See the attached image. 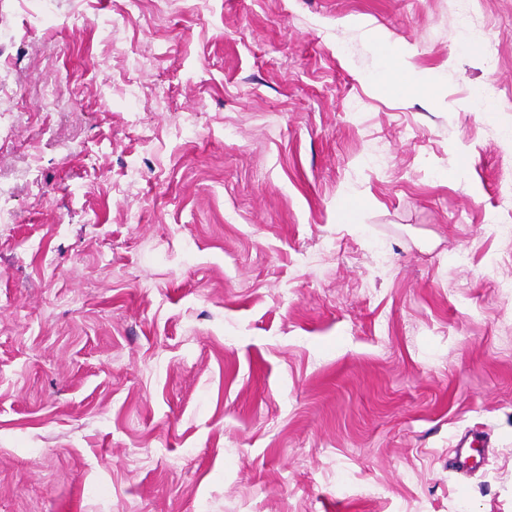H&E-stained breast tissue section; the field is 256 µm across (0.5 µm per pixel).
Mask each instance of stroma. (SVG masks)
I'll return each mask as SVG.
<instances>
[{"mask_svg": "<svg viewBox=\"0 0 512 512\" xmlns=\"http://www.w3.org/2000/svg\"><path fill=\"white\" fill-rule=\"evenodd\" d=\"M1 112L0 512H512V0H0ZM374 43L384 57V67L374 77L377 85L385 91L416 87L419 79L411 74V72L407 69L390 65L394 51L385 43L384 39L378 36L375 38Z\"/></svg>", "mask_w": 512, "mask_h": 512, "instance_id": "35a3bbf8", "label": "stroma"}]
</instances>
